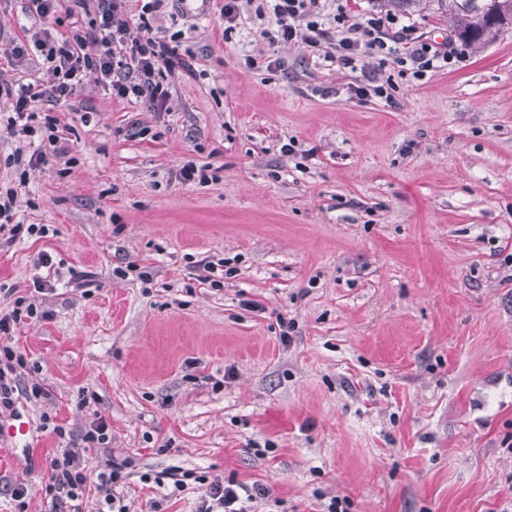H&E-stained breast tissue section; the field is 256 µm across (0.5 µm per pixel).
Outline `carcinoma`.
<instances>
[{"label":"carcinoma","mask_w":512,"mask_h":512,"mask_svg":"<svg viewBox=\"0 0 512 512\" xmlns=\"http://www.w3.org/2000/svg\"><path fill=\"white\" fill-rule=\"evenodd\" d=\"M378 6L408 11L435 5L454 19L458 36L467 43L504 29L512 22V0H374Z\"/></svg>","instance_id":"carcinoma-1"}]
</instances>
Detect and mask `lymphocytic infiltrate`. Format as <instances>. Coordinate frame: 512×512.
<instances>
[{"label":"lymphocytic infiltrate","instance_id":"1","mask_svg":"<svg viewBox=\"0 0 512 512\" xmlns=\"http://www.w3.org/2000/svg\"><path fill=\"white\" fill-rule=\"evenodd\" d=\"M351 2L220 0L218 12L228 34L243 18L261 22L273 16L276 30L270 44L300 42L324 61L356 72L351 90L358 97H390L395 84L382 76L387 64H396L399 74L420 77L452 62L451 52L421 41L413 25L391 13L355 22ZM166 7L167 0H26L24 13L41 23L20 26L4 55L11 66L34 77L20 83L0 81V102L7 109L0 129L16 144L9 163L33 169L67 157L55 118L39 116L35 107L67 102L90 75L113 99L135 100L157 115L169 114L171 78L179 71L194 75L195 68L178 54L170 37L153 32L152 20ZM35 139L42 140V148L25 153L23 142ZM25 363L20 351L0 347V412L10 410L19 398H49L42 385L23 384L18 370ZM111 441L110 425L98 414L79 439L51 459L45 495L53 507L81 498L90 461ZM264 495L260 486L216 478L207 484L199 512H247L248 503Z\"/></svg>","mask_w":512,"mask_h":512}]
</instances>
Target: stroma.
<instances>
[{
    "mask_svg": "<svg viewBox=\"0 0 512 512\" xmlns=\"http://www.w3.org/2000/svg\"><path fill=\"white\" fill-rule=\"evenodd\" d=\"M184 12L196 75L174 80L165 120L90 77L51 111L71 164L19 173L0 140L24 223L53 229L0 244V309L19 295L44 312L8 343L51 392L0 419L35 429L31 448L0 444V481L51 512L61 442L41 416L76 437L98 411L128 512H196L175 469L261 485L267 512L334 495L347 512H512V29L472 45L446 15L402 13L461 55L399 80L390 106L303 45L272 51L270 18L226 39L218 11L172 0L154 30ZM189 161L218 180L179 183ZM44 252L96 288H36ZM204 255L227 259L222 290L201 283ZM127 261L141 277L116 275ZM252 439L275 448L256 457Z\"/></svg>",
    "mask_w": 512,
    "mask_h": 512,
    "instance_id": "1",
    "label": "stroma"
}]
</instances>
